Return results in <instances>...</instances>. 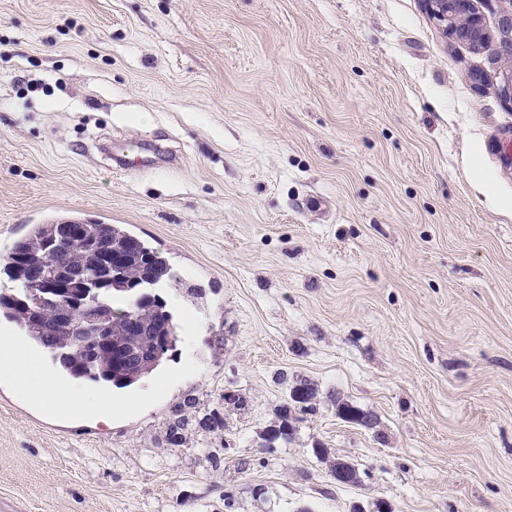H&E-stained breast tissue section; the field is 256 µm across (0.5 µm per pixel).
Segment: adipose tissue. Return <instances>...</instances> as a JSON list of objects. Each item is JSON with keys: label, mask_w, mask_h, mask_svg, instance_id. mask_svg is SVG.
Segmentation results:
<instances>
[{"label": "adipose tissue", "mask_w": 512, "mask_h": 512, "mask_svg": "<svg viewBox=\"0 0 512 512\" xmlns=\"http://www.w3.org/2000/svg\"><path fill=\"white\" fill-rule=\"evenodd\" d=\"M0 379L24 398L55 413L96 404L104 394L101 388L76 384L49 371L37 349L11 336L0 337Z\"/></svg>", "instance_id": "ef3b65f1"}]
</instances>
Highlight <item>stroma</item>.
Segmentation results:
<instances>
[{
    "label": "stroma",
    "mask_w": 512,
    "mask_h": 512,
    "mask_svg": "<svg viewBox=\"0 0 512 512\" xmlns=\"http://www.w3.org/2000/svg\"><path fill=\"white\" fill-rule=\"evenodd\" d=\"M473 5L477 48L423 0H0V262L121 225L178 333L109 417L0 387V512H512V109Z\"/></svg>",
    "instance_id": "obj_1"
}]
</instances>
